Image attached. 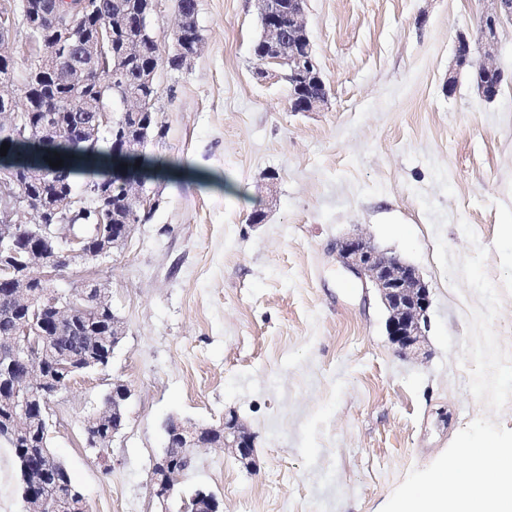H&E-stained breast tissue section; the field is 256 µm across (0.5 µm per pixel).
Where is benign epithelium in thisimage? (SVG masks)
Segmentation results:
<instances>
[{"label": "benign epithelium", "mask_w": 512, "mask_h": 512, "mask_svg": "<svg viewBox=\"0 0 512 512\" xmlns=\"http://www.w3.org/2000/svg\"><path fill=\"white\" fill-rule=\"evenodd\" d=\"M158 0H144L138 17L140 34L152 33L151 15ZM258 19L263 23L264 51L259 55L264 67L256 72L265 80L271 76L288 82V92L300 97L293 99V112H320L329 102V88L312 53L304 23L306 0H254ZM490 7L481 12L478 38L470 39L458 33L454 43V67L445 83L446 92L454 91L458 73L469 67L479 74L474 79L478 93L486 100H494L500 93L504 72L495 63L501 39L507 25H512V0H488ZM50 24L55 34L67 37L73 23L66 22L56 11L52 0H0V58L13 57V36L19 25L28 31L29 68L38 71L46 57L41 29L37 20ZM124 21L115 18L97 26L96 34L85 44L95 66L88 69L54 70L55 78L71 85H82L96 70L112 62V41ZM123 119L110 112H98L93 121L84 126L82 138L94 141L104 130H120ZM8 131L17 140L25 141L36 135L50 140L58 128L46 114L40 127L32 129L27 115H12ZM99 186L87 185L86 195H71L58 211L57 218L47 223L41 208L22 190L12 173H0V288L10 292L12 306L28 313L18 322L6 339L0 338V405L8 412V427L13 432L30 428L38 432L39 446L48 448V410L51 400L68 391L75 378L84 372L99 368L97 361L87 355L60 356L55 363L56 376L49 378L46 362L56 334L36 325L39 309L33 306L29 288L33 279L44 288L42 303L51 309L56 328L64 323H75L88 318L93 308L84 294L91 283L97 290V299L107 302V286L97 281H83L67 292L59 291L52 281L62 272L80 267L98 257H109L126 246L137 225L140 212H150L158 205L152 190L142 183L125 186L122 197L129 210L130 223L112 224L99 220L96 224L83 223L89 201L96 198ZM336 259L364 288H373L379 294L387 311L386 329L398 352L405 356L419 353L425 339L427 312L430 307V288L419 271L395 255L379 249L360 234L339 238L332 246ZM23 368V377L15 378L17 368ZM128 386L112 382V401L105 402L87 427V443L91 448H103L125 427V407L129 398ZM166 446L153 460L150 485L154 497L162 503L174 498L179 478L194 462L198 448L219 447L228 451L245 469L256 465L254 436L230 411L217 423H197L178 417L164 424ZM184 449L179 466L170 459V449ZM32 479L40 488L38 493H24L25 512H88L85 498L70 487L56 484L46 467L34 469ZM180 512H220L216 496L197 489L188 498H182Z\"/></svg>", "instance_id": "1"}]
</instances>
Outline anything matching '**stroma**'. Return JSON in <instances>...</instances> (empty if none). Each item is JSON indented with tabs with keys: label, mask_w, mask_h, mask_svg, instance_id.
I'll use <instances>...</instances> for the list:
<instances>
[{
	"label": "stroma",
	"mask_w": 512,
	"mask_h": 512,
	"mask_svg": "<svg viewBox=\"0 0 512 512\" xmlns=\"http://www.w3.org/2000/svg\"><path fill=\"white\" fill-rule=\"evenodd\" d=\"M481 0H307L312 49L330 88L294 112L280 80L258 81L253 0H197L202 35L181 70L160 67V136L147 155L216 172L207 184L152 182L160 204L124 253L92 265L126 334L107 367L54 398L51 446L90 512H162L151 496L169 417L235 410L256 437V470L200 448L179 487L223 512H381L414 468L487 415L459 365L478 298L455 290L437 238L470 254L459 223L493 248L497 204L512 207V27L501 34L500 95L467 77L444 89L457 32L476 34ZM424 192L447 215L435 231ZM263 209V223L249 221ZM359 231L428 283L426 355L403 357L374 290L331 247ZM131 390L123 432L86 444L113 380ZM0 512H24L15 458L0 444Z\"/></svg>",
	"instance_id": "stroma-1"
}]
</instances>
